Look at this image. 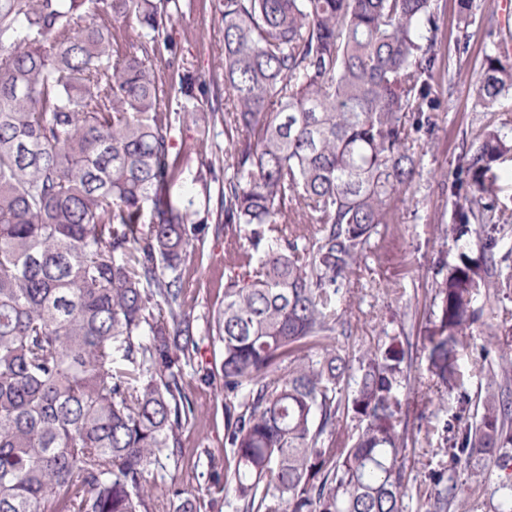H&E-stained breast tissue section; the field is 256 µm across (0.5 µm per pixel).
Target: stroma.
<instances>
[{
	"label": "stroma",
	"instance_id": "obj_1",
	"mask_svg": "<svg viewBox=\"0 0 512 512\" xmlns=\"http://www.w3.org/2000/svg\"><path fill=\"white\" fill-rule=\"evenodd\" d=\"M182 14L175 16L167 28L169 37L178 43L182 54L194 69L205 76L208 98L225 95L224 68L220 60L222 24L220 0H184ZM472 38L467 54L452 59V67L461 68L464 76L455 85L452 96L444 98L435 114L432 135H418L417 151L423 152V169L412 188L396 207L401 216L393 231L372 238L365 263L352 276L344 292L343 318L348 333L336 337V348L353 353L373 348L386 337H409L414 345L407 373L405 392L409 398L410 445L405 459L410 490H417L424 479V463L446 462L444 453L424 455V432L433 418H446V411L432 402L434 387L428 370V352L423 336L428 325V312L433 296V267L439 257L454 259L458 249L452 240L440 237L437 227L451 221L453 200L443 181L452 177L455 159L463 143L471 140L481 128L496 125L500 113L482 111L475 90L480 78L483 29L471 26ZM220 205L211 201L208 225L193 259L183 272L186 308L199 320H207L224 299V229L219 224ZM399 292L387 294L388 285ZM483 319L492 325L496 336L486 342L482 332H475L474 347L464 352L459 368L465 375L470 396L479 395L484 380L479 372V352L490 345L492 356L512 353V290L480 297ZM201 353L186 369L194 398L205 410V416L185 429L182 443L186 450L183 467L167 465L155 470L153 480L160 485L181 482L186 497L196 500L199 512H230L223 498L209 495L204 479L194 478L193 466L205 452L224 453V398L205 386L207 373L219 370L223 360L220 345L204 341ZM505 473L490 466L484 471L482 486H475L469 471L459 469L453 475L461 490V504L451 512H493L491 492Z\"/></svg>",
	"mask_w": 512,
	"mask_h": 512
}]
</instances>
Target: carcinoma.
Instances as JSON below:
<instances>
[{
	"label": "carcinoma",
	"mask_w": 512,
	"mask_h": 512,
	"mask_svg": "<svg viewBox=\"0 0 512 512\" xmlns=\"http://www.w3.org/2000/svg\"><path fill=\"white\" fill-rule=\"evenodd\" d=\"M222 2L221 113L165 36L180 0H0V512H198L150 475L202 416L182 272L221 162L224 300L207 335L224 359L204 382L224 395V457L209 454L208 493L233 512H403L404 342L350 356L335 337L343 288L420 175L413 135L442 105L439 0ZM456 3L463 55L480 5ZM111 16L135 17L138 52ZM484 38L478 104L505 118L456 157L439 227L475 234L480 257L463 245L439 262L424 338L439 401L455 403L426 434L476 483V463L512 462V356L481 365L472 424L456 367L478 298L512 288L496 260L512 216L494 192L512 153V49L492 24ZM189 118L198 138L175 154ZM192 154L188 192L177 177ZM424 483V512L459 500L444 468ZM494 494V512H512V479Z\"/></svg>",
	"instance_id": "1"
}]
</instances>
